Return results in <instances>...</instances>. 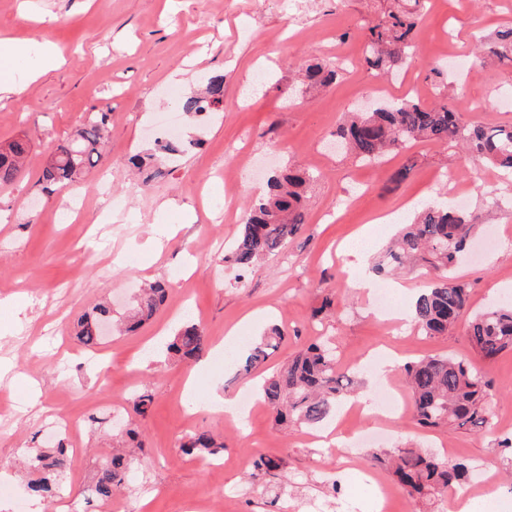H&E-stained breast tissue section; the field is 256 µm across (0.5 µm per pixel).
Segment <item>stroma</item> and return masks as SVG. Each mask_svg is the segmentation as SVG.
<instances>
[{
    "label": "stroma",
    "mask_w": 512,
    "mask_h": 512,
    "mask_svg": "<svg viewBox=\"0 0 512 512\" xmlns=\"http://www.w3.org/2000/svg\"><path fill=\"white\" fill-rule=\"evenodd\" d=\"M393 0H0V38L25 45L14 64L23 92L0 101V144L30 143L25 170L0 185V483L25 489L36 473L29 463L48 445L52 419H81L77 443L85 450L63 480L61 504L87 512L82 495L106 461L112 435L135 420L149 449L128 490L112 498V512H366L369 492L347 477L348 462L368 464L384 482L392 477L371 457L382 448L412 445L499 475L501 497L512 494V452L501 448L498 426L483 431L422 430L412 415L392 428L383 416L348 415L326 445L312 442L307 426L281 431L261 396L233 421L196 408L220 388L229 399L252 388L220 346L229 330L244 343L278 325L285 337L265 365L277 369L314 338L335 341L340 362L356 371L364 389L373 349L406 360L453 353L490 380L492 411L512 409V352L482 360L463 332L428 337L414 326L384 324L367 291L354 287L358 261L346 245L370 229L375 249L368 265L386 262L397 234L379 214L410 201L439 200L451 190L466 205L492 206L493 218L477 237L484 248L454 269L482 309L512 285V182L483 158L420 141L370 166L336 152L333 133L346 113L379 100L413 97L429 104L452 89L465 119L488 126L512 124V67L484 66L473 55L475 38L512 24V0H426L416 29L418 58L409 83L377 76L362 64L365 32ZM57 57L43 67L40 49ZM462 65L448 66V54ZM346 58L328 89L299 82L305 62ZM224 78V102L201 118L184 117L181 134L195 148L170 162L163 177L145 180L128 163L146 155L164 127L167 91L187 96L209 78ZM109 115L108 139L96 169L74 189L48 191L40 180L50 145L73 136L92 111ZM411 165L392 191L388 176ZM301 167L317 173L307 191L308 225L279 255L246 274L224 262L250 200L273 172ZM80 197L81 221L64 217ZM166 281L169 296L155 318L132 335H113L96 353L75 338L78 320L111 302L122 319L141 288ZM334 305L315 321L313 309ZM192 315L205 330L207 355L195 362L170 357L158 338H171ZM149 355L147 367L134 359ZM150 392L143 418L132 401ZM35 408H28L29 399ZM117 412L97 425L100 404ZM207 431L224 443V466L181 455V441ZM261 457L275 459L273 478H251Z\"/></svg>",
    "instance_id": "stroma-1"
}]
</instances>
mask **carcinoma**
Here are the masks:
<instances>
[{"label": "carcinoma", "mask_w": 512, "mask_h": 512, "mask_svg": "<svg viewBox=\"0 0 512 512\" xmlns=\"http://www.w3.org/2000/svg\"><path fill=\"white\" fill-rule=\"evenodd\" d=\"M424 0H411V7L400 6L387 16L372 22L363 50L366 66L378 73L400 72L415 60L414 31L416 17ZM477 58L482 63L512 61V25L480 41ZM344 68L337 63L302 64L300 74L315 87L328 88L336 83ZM224 98V79L212 77L204 91L179 101L182 111L201 115L220 105ZM108 113L93 112L74 136L55 145L42 170L48 184L66 186L81 179L101 158L108 132ZM340 145L354 158L378 163L383 157L421 140H429L475 153L512 180V125L487 127L467 121L443 96L432 104L412 99L386 102L371 112H353L336 129ZM29 146L15 140L0 149V183H10L21 172ZM182 140H168L158 153L149 155L155 163L154 174L163 172L164 163L185 153ZM315 176L302 168L288 167L267 181V193L248 206V217L224 255V262L245 273L261 258L276 256L306 226V193ZM483 223L480 212L457 209L445 201L426 203L415 221L404 225L390 258L396 262H424L439 271L422 288L411 305V321L425 336L452 333L470 310L467 284L450 276V271L466 249L472 228ZM167 297V285L156 281L143 289V295L124 324L132 332L152 319ZM110 318V309L99 305L78 322L81 344L94 347L103 343L98 324ZM464 334L476 353L493 360L512 351V303L500 302L469 317ZM283 333L273 326L252 347L244 362L248 374L260 369L278 348ZM167 352L184 361H196L208 352L205 331L196 322L182 324L167 344ZM410 390L413 416L424 428L442 426L482 429L490 425L491 409L487 401L489 387L484 375L458 357L439 354L407 362L403 366ZM352 385L349 370L336 357L328 343L312 342L263 378L260 385L264 400L272 408L278 425L299 424L319 427L331 419L336 405L346 399ZM127 439L117 442L112 455L99 469L89 493L104 501L125 489L135 465L148 455V448L137 440V431H126ZM224 444L207 432L194 433L180 445L186 455L212 457ZM396 485L408 496H435L465 480L468 469L461 463L425 453L417 448H395L387 455ZM37 478L27 483L28 493L51 497L62 490V478L69 466V449L63 441L40 450L34 457Z\"/></svg>", "instance_id": "carcinoma-1"}]
</instances>
